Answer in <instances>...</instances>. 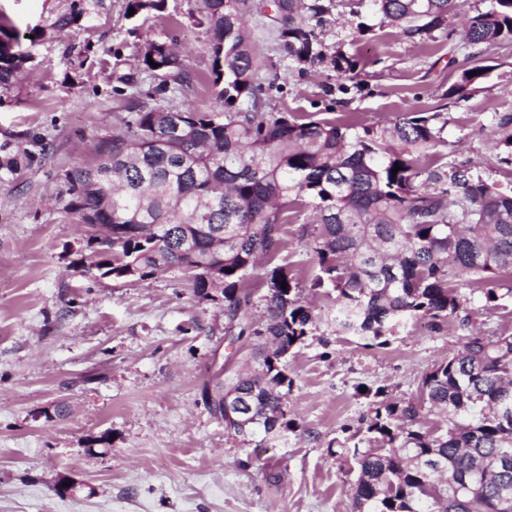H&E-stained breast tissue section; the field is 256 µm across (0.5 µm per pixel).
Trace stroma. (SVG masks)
Returning a JSON list of instances; mask_svg holds the SVG:
<instances>
[{"label": "stroma", "instance_id": "35a3bbf8", "mask_svg": "<svg viewBox=\"0 0 512 512\" xmlns=\"http://www.w3.org/2000/svg\"><path fill=\"white\" fill-rule=\"evenodd\" d=\"M125 5L112 0L109 19L93 28L37 39L20 83L0 93V142L28 130L53 145L0 187V512H350L354 454L377 446L362 428L376 389L394 401L416 398L460 333L413 322L373 348L337 334L331 300L310 289L317 272L303 235L310 212L289 213L275 263L299 281L317 320L288 358L294 431L242 468L252 445L228 435L201 395L218 362L252 348L225 341L221 301L197 297L177 268L144 279L72 270L88 255L87 234L62 206L64 174L94 163L98 143L132 121V91L155 92V105L166 109L214 107L202 81L211 35L191 16L196 0H165L163 11L135 25ZM50 6L0 0V27L28 36ZM246 22L266 111L367 125L440 112L445 152L494 164L493 117L512 113V45L483 48L484 88L454 106L445 96L456 80L447 47L419 44L357 0H333L320 34L326 58L313 67L285 57L270 17L255 13ZM151 41L186 55L190 88L157 93L161 76L138 69ZM74 43L89 46L88 56H70ZM339 53L357 62L364 80L345 95L337 90ZM130 73L132 88L122 81ZM61 404L67 412L59 416Z\"/></svg>", "mask_w": 512, "mask_h": 512}]
</instances>
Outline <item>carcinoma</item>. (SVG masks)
Wrapping results in <instances>:
<instances>
[{
	"mask_svg": "<svg viewBox=\"0 0 512 512\" xmlns=\"http://www.w3.org/2000/svg\"><path fill=\"white\" fill-rule=\"evenodd\" d=\"M42 15L38 37L81 31L108 17L110 0H58ZM381 22L427 43L440 33L456 41L457 0H364ZM165 0H126L138 19L160 12ZM283 17L277 25L288 60H324L316 30L331 16V0H199L195 23L211 32V65L204 82L223 102L220 112L169 110L133 94L131 124L101 141L96 162L66 173L63 208L87 227L93 248L82 276L143 279L161 267L190 275L203 299L224 298V333L232 345L261 340L253 360H229L226 372L204 388V404L224 430L263 448L295 429L286 399L293 380L288 352L311 333L315 319L303 304L299 282L284 267L269 273L266 322L244 321L252 279L275 260L282 225L298 207L313 213L319 273L311 288L336 305V332L377 346L390 344L410 322L432 329L457 324L459 347L423 377L419 397L384 398L378 389L365 431L381 443L356 457L354 512H512V333H482L473 325L458 280L480 285L482 309L497 306V287L512 280V187L478 166L448 159L438 147L447 122L439 112H404L387 126L302 121L268 112L257 83L259 63L245 26L250 12ZM461 41L471 49L446 96L457 104L481 89L488 69L474 60L480 49L512 42V0H477ZM31 54L19 34L0 28V91L13 89ZM158 67H152V64ZM344 72L337 90L356 79ZM144 72L160 74L158 92L190 86L188 64L164 42L140 54ZM497 166L512 170V115L494 116ZM51 143L19 133L0 144V185L17 179L32 149ZM401 169L393 171L395 165ZM236 392L251 410L244 432L224 416L221 394ZM441 424L420 426L423 409ZM477 483L464 502L440 479Z\"/></svg>",
	"mask_w": 512,
	"mask_h": 512,
	"instance_id": "obj_1",
	"label": "carcinoma"
}]
</instances>
